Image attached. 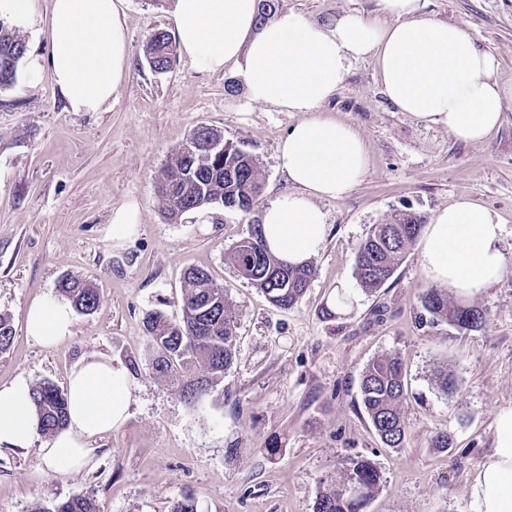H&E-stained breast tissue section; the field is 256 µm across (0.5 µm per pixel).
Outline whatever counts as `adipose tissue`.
<instances>
[{
	"mask_svg": "<svg viewBox=\"0 0 512 512\" xmlns=\"http://www.w3.org/2000/svg\"><path fill=\"white\" fill-rule=\"evenodd\" d=\"M382 21L345 14L329 27L293 12L258 25L257 0H175L181 52L207 72L234 65L252 102L303 113L278 149L293 187L260 215L266 243L279 259L298 265L317 255L327 216L319 202L347 195L368 166L363 138L348 124L320 116L342 86L355 57L375 59L382 91L398 110L425 125L446 127L456 141L478 143L512 106V81H503L494 54L479 46L469 24L430 17L421 0H378ZM51 51L29 57L30 82L49 78L69 111L98 112L130 69L122 0H51ZM498 215L462 197L432 216L421 239L427 276L460 295L496 285L512 265L500 248ZM28 336L51 348L71 336L66 302L45 297L26 312ZM22 378L0 385V447L25 448L39 430ZM69 420L41 450L53 471L76 472L91 460L89 440L119 427L132 399L131 373L97 358L70 372ZM475 512H512V406L494 418L493 452L471 485Z\"/></svg>",
	"mask_w": 512,
	"mask_h": 512,
	"instance_id": "1",
	"label": "adipose tissue"
}]
</instances>
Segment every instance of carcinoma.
<instances>
[{
  "mask_svg": "<svg viewBox=\"0 0 512 512\" xmlns=\"http://www.w3.org/2000/svg\"><path fill=\"white\" fill-rule=\"evenodd\" d=\"M27 50L25 39L1 20V90L17 82L19 64ZM143 55L162 73L173 69L177 51L171 33L163 28L154 30L144 44ZM198 139L224 141L210 127L203 132L195 128L174 154L155 186V195L167 218L176 222L188 212L215 205L252 210L261 195L262 180L251 155L232 143L222 150L188 151ZM422 228L423 220L414 213H407L392 224L375 225L356 252L360 285L370 291L383 287ZM229 260L239 276L283 310L299 301L315 274L308 262L294 267L275 257L267 248L259 223L252 225L249 236L233 248ZM57 289L78 313H88L98 303L96 289L84 280L68 276L57 284ZM179 303L180 320H172L160 310H149L144 313L143 324L149 344L156 351L152 368L174 381L187 403L195 404L233 362L236 316L224 288L200 267L185 272ZM421 308L432 321L466 332L481 330L486 320L482 308L450 301L447 294L435 288L422 295ZM13 337L9 316L0 313V353L10 348ZM360 391L364 411L382 442L389 448L402 447L406 437L401 411L406 375L401 359L390 354L375 357L363 371ZM32 398L43 433L50 435L66 426L67 398L63 390L43 382L32 389ZM380 483V473L370 460L350 459L343 464L341 475L320 490L313 512H365ZM36 512L100 510L94 497L76 495Z\"/></svg>",
  "mask_w": 512,
  "mask_h": 512,
  "instance_id": "obj_1",
  "label": "carcinoma"
}]
</instances>
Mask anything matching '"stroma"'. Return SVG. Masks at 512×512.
<instances>
[{
	"mask_svg": "<svg viewBox=\"0 0 512 512\" xmlns=\"http://www.w3.org/2000/svg\"><path fill=\"white\" fill-rule=\"evenodd\" d=\"M376 2L279 0V8L327 25L345 13L374 16ZM173 11L174 0H124L131 66L102 111H68L47 79L21 77L0 89V313L14 328L0 354V384L22 377L62 387L92 355L122 362L134 381L127 420L96 437L82 471L53 473L39 452L42 433L30 447H0V512H34L83 494L95 496L101 512H171L188 491L200 512H313L324 481L359 457L381 473L367 512H475L472 476L492 452L496 412L512 405V273L470 297L486 324L467 333L421 321L420 299L433 283L418 248L373 292L358 283L355 256L374 225L408 212L427 221L468 196L500 217V247L512 263V108L483 142L460 143L398 111L373 58L353 60L320 111L361 134L368 172L346 197L321 200L328 232L312 259L315 276L284 311L227 256L290 192L277 150L303 115L249 101L231 68L203 72L182 55L170 72H153L143 45L155 29L174 30ZM426 11L468 23L512 80V0H426ZM200 124L253 156L263 191L251 212L211 207L174 223L154 185ZM131 201L140 207L139 231L113 245L112 213ZM193 266L224 288L237 337L231 367L191 406L153 373L142 318L152 309L179 318L183 273ZM64 275L91 281L100 300L75 315L71 337L46 349L27 336L25 314L33 300L57 296ZM340 290L351 303L325 318ZM383 353L399 355L406 373L399 448L381 442L361 404L362 372ZM441 367L454 380L446 393L435 383ZM440 430L451 435L450 450L431 447Z\"/></svg>",
	"mask_w": 512,
	"mask_h": 512,
	"instance_id": "35a3bbf8",
	"label": "stroma"
}]
</instances>
